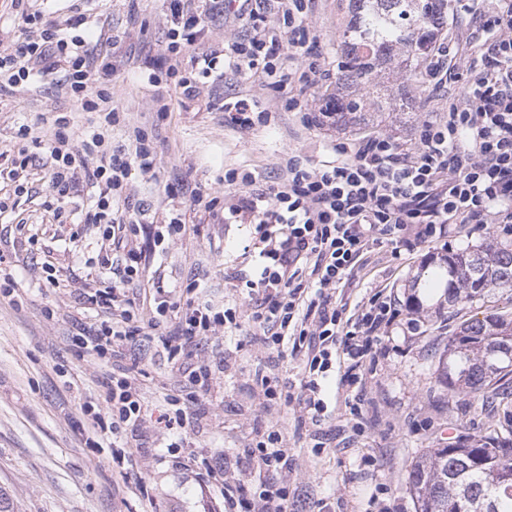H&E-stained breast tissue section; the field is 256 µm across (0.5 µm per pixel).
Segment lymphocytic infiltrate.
Segmentation results:
<instances>
[{
    "label": "lymphocytic infiltrate",
    "mask_w": 512,
    "mask_h": 512,
    "mask_svg": "<svg viewBox=\"0 0 512 512\" xmlns=\"http://www.w3.org/2000/svg\"><path fill=\"white\" fill-rule=\"evenodd\" d=\"M310 0H166L168 72L187 97L200 80H223L226 72L254 73L275 87L307 88L327 83L313 47L317 36L306 21ZM468 0L467 13L480 32L466 54H452L447 42L435 45L425 71L426 82L445 87L451 75L463 80V91L449 98L445 115L421 122L412 146L374 134L334 144V160L312 163L298 155L285 162L282 182L258 187L253 173L240 182L249 190L233 206L218 193L194 192L183 207L162 213L150 226L120 207L132 168L152 174L157 154L142 129L129 134L135 149L113 146L111 132L119 121L105 84L111 62L96 63L79 29L85 14L63 22H45L38 41H0V91L27 87L34 76L65 70L70 96L98 119L82 135L66 121H51L45 157L31 154L38 143L31 126L17 132V155L0 163V211L12 196L42 179L55 221L67 212L81 223L98 227L112 250L92 263L111 283L80 293L83 310L108 312L109 320L74 336L81 353L100 359L121 351H144L159 342L168 361L187 381L184 394L163 396L157 422L167 431L185 428L198 403L209 395L223 360L198 357L201 343L218 327L235 323L228 310H217L199 291L197 281L184 287L178 302L162 279L143 288L147 257L138 245L149 228L155 245L184 236L190 214L216 219L249 215L256 226L253 244L257 264L247 284L246 318L254 342L267 350L292 347L303 356L296 391H284L278 372L255 369L253 387L264 406L274 405L320 422L328 415L323 383L339 373V387L362 383L365 360L379 352L381 335L396 313L380 294L357 302L345 315L336 290L363 256L377 244H430L448 238L452 224H497L512 231V0H494L493 9ZM248 20L252 35L228 41L223 51L200 50L205 20L213 10ZM191 52V71L179 73L181 55ZM296 60L282 72V55ZM149 293L155 311L147 324L138 320L140 297ZM102 403H83L88 445H118L112 461L124 466L129 453L123 436L137 432L146 419L144 399L134 377L107 376ZM243 464L258 477L256 487L225 485L224 512H288L287 487L276 477L288 469V436L271 424L245 452Z\"/></svg>",
    "instance_id": "1"
}]
</instances>
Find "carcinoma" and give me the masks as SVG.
Segmentation results:
<instances>
[{"instance_id": "carcinoma-1", "label": "carcinoma", "mask_w": 512, "mask_h": 512, "mask_svg": "<svg viewBox=\"0 0 512 512\" xmlns=\"http://www.w3.org/2000/svg\"><path fill=\"white\" fill-rule=\"evenodd\" d=\"M451 0H349V20L340 39L333 121L381 123L383 82L379 73L398 69L417 82L420 61L448 26ZM451 305L472 301L490 288H512V245L460 251L444 258ZM453 396L481 395L512 384V318L491 313L463 323L448 338L435 369ZM512 419L489 434H467L444 448H430L410 466L406 489L415 512H512Z\"/></svg>"}]
</instances>
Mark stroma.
I'll return each mask as SVG.
<instances>
[{"mask_svg": "<svg viewBox=\"0 0 512 512\" xmlns=\"http://www.w3.org/2000/svg\"><path fill=\"white\" fill-rule=\"evenodd\" d=\"M75 7L87 16L95 60L112 61V105L120 114L113 144L128 145L129 129L138 127L160 159L156 175L132 169L131 206L151 212L168 208L164 185L177 177L200 191L223 194L229 206L242 189L227 182L228 173L251 172L261 184L273 185L281 181L288 155L330 161L334 144L369 133L362 125L344 130L330 124L304 126L299 114L286 108L285 93L249 74L202 85L190 99L176 92L173 81L164 77L163 0H45L43 5L55 19L67 18ZM345 7L346 0H317L307 17L319 35L314 51L330 69L337 66ZM152 72L159 83L148 82ZM384 80L404 88L406 100L379 131L403 144L414 142L423 119L442 118L447 97L463 90L459 82L436 90L392 70ZM240 95L253 98L260 108L274 102L278 109L270 122L247 130L226 126L222 106ZM43 115L67 117L78 132L88 125V113L70 99L62 74L34 78L29 88L0 94V155L12 156L18 128ZM44 200L43 191L32 192L19 197L13 211L0 214V249L17 254L19 264L11 272L20 284L18 297L0 295V491L9 512H217L223 482L253 484L255 473L238 463L237 455L271 422L288 435L293 469L282 482L294 512H310L320 501L335 512H377L383 500L396 502L400 512H414L405 482L419 455L446 446L452 437L496 429L512 415V401L450 396L434 374L445 343L461 323L492 312L512 316V288H496L484 298L451 307L443 302L444 287L427 284L428 274L445 273L446 252L492 239L510 244L512 236L477 224H455L448 246H405L396 257L385 244L365 255L359 282L347 285L345 295L357 301L367 296V284L382 285L398 315L385 332V356L371 365L369 423L356 435L340 417L314 426L297 421L289 410L260 405L252 375L269 353L250 342L252 328L243 318L246 282L256 266L246 246L255 227L237 218L201 224L150 259L147 279L160 277L180 289L196 278L207 300L220 309H235L241 320L238 327L220 329L202 343L201 357L223 352L227 370L175 452H168L169 436L153 424L163 409V393L177 390L184 379L153 350L133 366L148 425L128 439L131 466L117 467L111 447H87L81 429V406L104 400L102 381L111 364L78 356L72 343L80 326L100 321L93 312L78 315V295L102 287L88 259L110 243L91 225L80 226V241L70 242V227L51 224ZM22 219L41 238L42 250L29 251L15 233ZM48 260L58 271L59 283L53 287L42 271ZM206 472L211 479L204 490L199 476Z\"/></svg>", "mask_w": 512, "mask_h": 512, "instance_id": "obj_1", "label": "stroma"}]
</instances>
